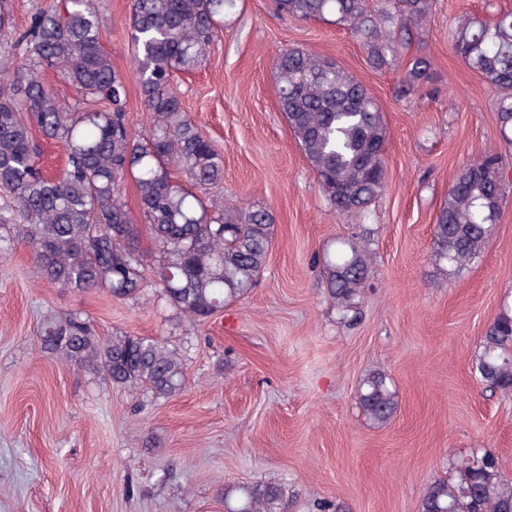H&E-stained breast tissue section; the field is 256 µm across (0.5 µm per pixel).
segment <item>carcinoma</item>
Segmentation results:
<instances>
[{
    "mask_svg": "<svg viewBox=\"0 0 512 512\" xmlns=\"http://www.w3.org/2000/svg\"><path fill=\"white\" fill-rule=\"evenodd\" d=\"M239 0H132L131 45L138 83L151 113L137 133L127 112L128 86L103 47L93 0L33 6L31 24L0 51V253L27 245L43 278L61 290H103L137 299L149 285L184 317L201 322L245 298L262 274L274 233L263 208L224 201V158L185 111L171 82L197 70L224 18ZM281 16L329 22L356 38L375 69L401 59L413 29L433 0H274ZM455 54L497 95L502 133L512 130V11L495 21L470 14L450 30ZM56 71L78 99L61 102L37 75ZM432 78L422 56L408 61L406 84ZM278 107L314 173L327 205L363 213L386 187L387 128L370 89L335 59L294 48L277 62ZM64 146L67 166L54 176L40 168L33 132ZM507 164L486 152L457 173L433 225L432 260L450 277L485 250L506 204ZM135 182L152 251L122 200ZM369 232L339 238L321 258L326 292L340 319L356 313L372 262ZM41 346L66 363L103 373L112 384L169 399L185 387L187 358L148 337L97 336L72 313L47 318ZM476 380L512 391V314L497 316L473 355ZM357 400L384 425L397 412L391 378L365 376ZM449 478L428 484L420 512H512V478L488 449L448 456ZM295 491L283 481L224 485L226 512H288Z\"/></svg>",
    "mask_w": 512,
    "mask_h": 512,
    "instance_id": "1",
    "label": "carcinoma"
}]
</instances>
